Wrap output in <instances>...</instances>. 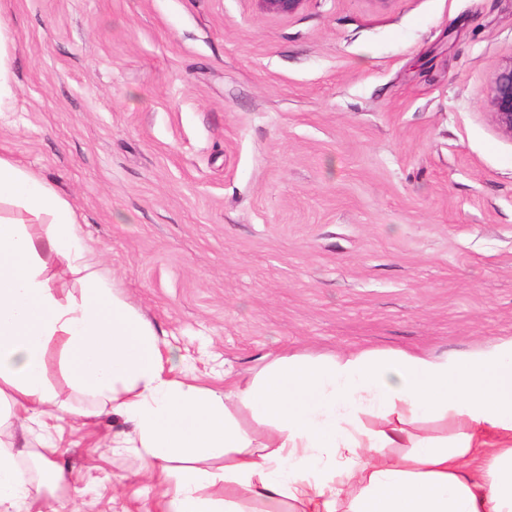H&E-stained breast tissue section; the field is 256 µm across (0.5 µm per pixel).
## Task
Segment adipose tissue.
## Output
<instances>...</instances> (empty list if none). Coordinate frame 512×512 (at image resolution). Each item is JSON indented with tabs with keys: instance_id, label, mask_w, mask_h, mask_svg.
I'll return each mask as SVG.
<instances>
[{
	"instance_id": "1",
	"label": "adipose tissue",
	"mask_w": 512,
	"mask_h": 512,
	"mask_svg": "<svg viewBox=\"0 0 512 512\" xmlns=\"http://www.w3.org/2000/svg\"><path fill=\"white\" fill-rule=\"evenodd\" d=\"M53 347L81 407L46 379ZM102 408L131 422L112 448L141 461L159 512H512V337L462 356L287 353L201 386L90 260L72 203L0 156V512H41L63 479L36 425Z\"/></svg>"
}]
</instances>
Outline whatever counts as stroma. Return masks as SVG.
<instances>
[{"instance_id": "obj_1", "label": "stroma", "mask_w": 512, "mask_h": 512, "mask_svg": "<svg viewBox=\"0 0 512 512\" xmlns=\"http://www.w3.org/2000/svg\"><path fill=\"white\" fill-rule=\"evenodd\" d=\"M0 155L202 384L265 355L512 336V0H0ZM44 512H158L102 411L65 417ZM261 12L280 16L298 13L307 0H255ZM9 39H11V31L8 24L0 19V104L12 95L6 67V47ZM488 105L498 130L512 138V58L496 70L491 82Z\"/></svg>"}]
</instances>
